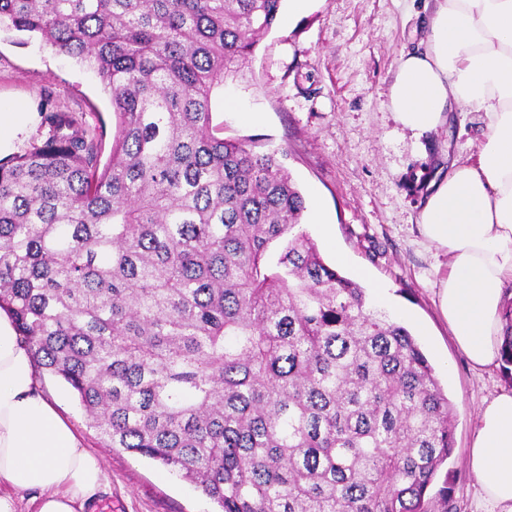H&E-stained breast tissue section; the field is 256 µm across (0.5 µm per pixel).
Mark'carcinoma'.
<instances>
[{
	"mask_svg": "<svg viewBox=\"0 0 512 512\" xmlns=\"http://www.w3.org/2000/svg\"><path fill=\"white\" fill-rule=\"evenodd\" d=\"M283 0H0L91 67L112 155L52 111L0 162V309L106 448L221 512H430L455 410L417 340L303 229L281 153L212 125Z\"/></svg>",
	"mask_w": 512,
	"mask_h": 512,
	"instance_id": "obj_1",
	"label": "carcinoma"
}]
</instances>
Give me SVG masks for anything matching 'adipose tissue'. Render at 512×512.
Wrapping results in <instances>:
<instances>
[{"instance_id": "adipose-tissue-1", "label": "adipose tissue", "mask_w": 512, "mask_h": 512, "mask_svg": "<svg viewBox=\"0 0 512 512\" xmlns=\"http://www.w3.org/2000/svg\"><path fill=\"white\" fill-rule=\"evenodd\" d=\"M386 107L415 133L444 126L449 112H478L475 160L453 159L420 214L422 236L448 256L437 302L470 365L499 363L512 325V0H433L424 35L402 52ZM469 449L482 512H512V390L483 402ZM107 489L99 458L40 389L32 358L0 310V512H87Z\"/></svg>"}]
</instances>
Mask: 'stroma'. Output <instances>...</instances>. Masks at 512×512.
<instances>
[{
    "label": "stroma",
    "instance_id": "35a3bbf8",
    "mask_svg": "<svg viewBox=\"0 0 512 512\" xmlns=\"http://www.w3.org/2000/svg\"><path fill=\"white\" fill-rule=\"evenodd\" d=\"M424 0H308L294 27L274 24L241 80L225 84L214 114L223 135L284 150L307 205H320L334 241L347 253L343 271L386 286L385 312L406 326L430 357L456 409L455 449L442 468L454 485L452 512H478V486L466 467L482 402L512 382L499 366L475 369L457 346L436 302L447 258L422 236L424 189L448 161L475 154L478 113L455 109L447 125L420 135L404 130L385 106L401 51L415 48ZM258 113L241 121L236 109ZM25 112L4 157L28 150L47 111L81 117L107 163L116 120L109 94L86 65L41 41L0 30V111ZM37 380L95 452L110 488L95 512H217L193 484L124 451L104 448L64 382Z\"/></svg>",
    "mask_w": 512,
    "mask_h": 512
}]
</instances>
